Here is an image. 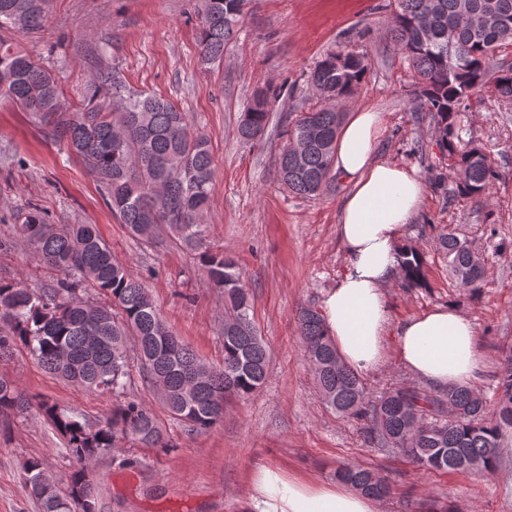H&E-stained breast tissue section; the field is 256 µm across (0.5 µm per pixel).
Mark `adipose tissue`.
<instances>
[{"label": "adipose tissue", "instance_id": "obj_1", "mask_svg": "<svg viewBox=\"0 0 512 512\" xmlns=\"http://www.w3.org/2000/svg\"><path fill=\"white\" fill-rule=\"evenodd\" d=\"M380 129V114L360 108L336 137L334 169L353 188L341 203L338 224L345 273L322 305L342 359L362 373L385 362L390 323L385 288L400 270L402 229L420 210L425 194L416 170L376 161ZM397 343L407 369L438 387L471 384L483 368L473 321L451 307L405 320ZM250 512H376V503L352 489L314 486L266 467L253 478Z\"/></svg>", "mask_w": 512, "mask_h": 512}]
</instances>
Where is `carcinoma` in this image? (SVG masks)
I'll use <instances>...</instances> for the list:
<instances>
[{"mask_svg": "<svg viewBox=\"0 0 512 512\" xmlns=\"http://www.w3.org/2000/svg\"><path fill=\"white\" fill-rule=\"evenodd\" d=\"M247 0H197L198 42L206 63L224 58ZM49 0H0V29L27 37L45 27ZM391 34L414 71L415 106L426 110L439 150L433 185L455 199L486 195L498 166L473 139L464 140L462 104L491 90L512 100V66L500 58L512 46V0H396ZM368 68L367 56L343 47L328 52L307 76L324 105L288 123L277 159L292 194L320 195L332 176L334 146L342 120L337 105L354 94ZM270 86L257 91L240 121L241 140L263 138ZM0 97L34 115L54 140L66 144L104 188L112 214L135 237L151 241L166 230L198 251L210 283L224 293L221 329L224 359L206 366L162 319L142 281L112 256L94 224L46 222L31 204L21 213L23 240L62 275L50 287L0 282V358L24 349L45 371L80 387L115 397L106 421L95 427L55 403L21 391L0 378V420L37 407L63 436L75 461L65 491L58 490L39 458L22 465V476L39 512H97L87 463L122 439L163 447L152 408L129 396L134 339L140 365L158 388L167 413L192 432L224 419V405L247 398L263 385L268 346L253 324L252 300L235 258L204 245L205 220L215 177L210 139L191 132L186 113L162 96L135 94L115 70H100L81 107L65 102L55 76L13 42L0 39ZM436 249L456 288H484L487 260L456 229H442ZM401 275L409 288L428 287L424 254L400 247ZM111 301L93 306L80 293ZM301 347L323 404L361 425L364 442L409 459L427 471L490 474L501 467L499 448L512 432V349L494 399L468 386L432 389L399 386L375 395L349 367L328 337L316 310L298 312ZM333 477L376 498L391 493L375 469L340 463Z\"/></svg>", "mask_w": 512, "mask_h": 512, "instance_id": "1", "label": "carcinoma"}]
</instances>
